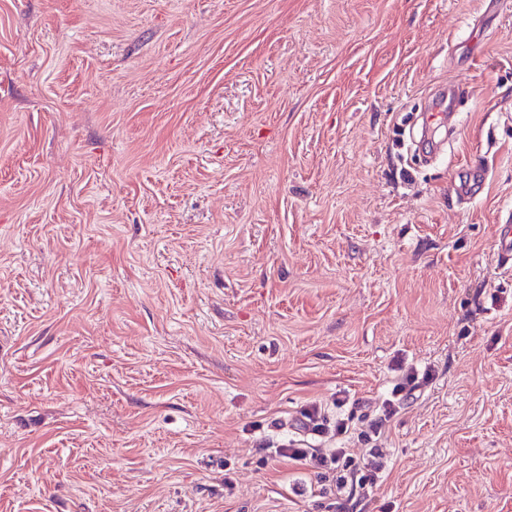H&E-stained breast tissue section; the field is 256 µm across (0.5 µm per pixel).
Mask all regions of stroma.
Instances as JSON below:
<instances>
[{
  "label": "stroma",
  "instance_id": "1",
  "mask_svg": "<svg viewBox=\"0 0 512 512\" xmlns=\"http://www.w3.org/2000/svg\"><path fill=\"white\" fill-rule=\"evenodd\" d=\"M508 225L512 0H0V512H326L398 359L356 512H512ZM460 91L459 86L452 85L449 86L448 89L445 88L438 102L431 108L429 113L426 116L427 122L432 125H441L445 122L447 117V112L449 111L450 101L453 94L456 96ZM448 98L450 99L448 102ZM395 367L403 374L392 389L393 399L383 400L375 417L369 418L365 429L357 433V443L369 448L363 462H357L348 448H311L299 443L304 441L296 440L282 443L269 452L271 457L288 459L289 463L313 472L321 482H328L334 496V502L328 508H334L336 512L353 511L357 498L376 485L378 474L384 468L383 451L376 444L378 439L399 414L404 394L414 393L432 379L429 372L419 378L412 367L405 369L402 362L396 363ZM347 421L348 418L336 416V421L331 426L330 418L325 413V409L323 410L321 405L312 403L302 412L299 425L301 428L310 430L318 436L331 434L330 437H340L345 436L349 432Z\"/></svg>",
  "mask_w": 512,
  "mask_h": 512
}]
</instances>
